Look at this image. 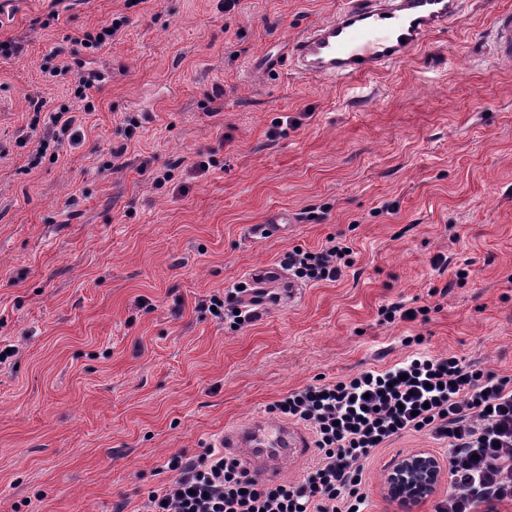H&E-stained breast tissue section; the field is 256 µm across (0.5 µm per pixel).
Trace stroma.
Instances as JSON below:
<instances>
[{
  "label": "stroma",
  "mask_w": 512,
  "mask_h": 512,
  "mask_svg": "<svg viewBox=\"0 0 512 512\" xmlns=\"http://www.w3.org/2000/svg\"><path fill=\"white\" fill-rule=\"evenodd\" d=\"M339 6L0 7V41L25 44L0 57V512H136L172 455L316 380L393 365L409 336L512 377V61L492 29L512 0H462L448 33L354 84L305 78L289 44ZM118 18L111 43L79 49ZM83 69L100 77L84 100ZM61 108L80 142L52 141ZM275 211L287 233L257 234ZM334 238L353 251L336 281L244 327L201 309ZM394 303L429 312L382 322ZM437 446L377 450L367 512H394L396 459Z\"/></svg>",
  "instance_id": "stroma-1"
}]
</instances>
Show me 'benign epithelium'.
<instances>
[{
    "label": "benign epithelium",
    "mask_w": 512,
    "mask_h": 512,
    "mask_svg": "<svg viewBox=\"0 0 512 512\" xmlns=\"http://www.w3.org/2000/svg\"><path fill=\"white\" fill-rule=\"evenodd\" d=\"M443 476L442 462L420 449L398 458L387 470L385 492L402 512H414L435 494Z\"/></svg>",
    "instance_id": "7a95c632"
}]
</instances>
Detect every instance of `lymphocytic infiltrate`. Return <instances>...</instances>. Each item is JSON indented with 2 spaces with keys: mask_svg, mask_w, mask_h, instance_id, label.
<instances>
[{
  "mask_svg": "<svg viewBox=\"0 0 512 512\" xmlns=\"http://www.w3.org/2000/svg\"><path fill=\"white\" fill-rule=\"evenodd\" d=\"M351 250H292L284 266L302 279L340 277ZM270 412L304 424L318 459L299 482L267 483L223 450L177 455L170 482L139 512H365L364 466L394 438L419 433L442 442L448 490L434 512H477L512 501V378L421 350L389 368L307 385Z\"/></svg>",
  "mask_w": 512,
  "mask_h": 512,
  "instance_id": "lymphocytic-infiltrate-1",
  "label": "lymphocytic infiltrate"
}]
</instances>
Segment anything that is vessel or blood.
Here are the masks:
<instances>
[{"label": "vessel or blood", "mask_w": 512, "mask_h": 512, "mask_svg": "<svg viewBox=\"0 0 512 512\" xmlns=\"http://www.w3.org/2000/svg\"><path fill=\"white\" fill-rule=\"evenodd\" d=\"M461 0H341L336 15L303 31L293 42L291 62L304 77L336 81L390 67L433 33L457 20ZM495 53L512 58V10L494 18ZM248 304L267 309L296 296L282 268L262 265L247 278ZM219 447L237 457L259 479L278 481L284 458L308 453L304 431L284 420L258 418L225 430Z\"/></svg>", "instance_id": "vessel-or-blood-1"}]
</instances>
